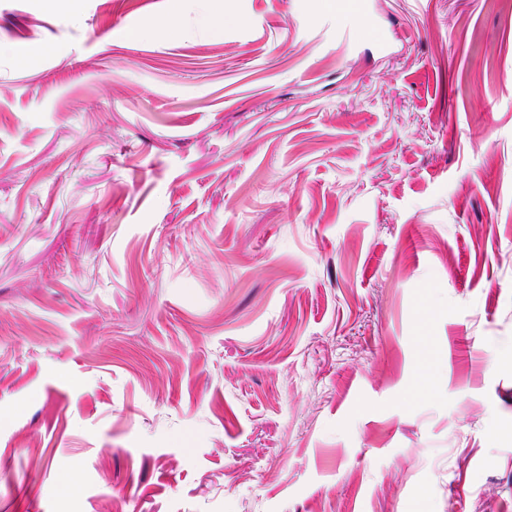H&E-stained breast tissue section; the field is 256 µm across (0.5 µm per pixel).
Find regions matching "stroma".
<instances>
[{
  "label": "stroma",
  "mask_w": 512,
  "mask_h": 512,
  "mask_svg": "<svg viewBox=\"0 0 512 512\" xmlns=\"http://www.w3.org/2000/svg\"><path fill=\"white\" fill-rule=\"evenodd\" d=\"M367 3L0 0V512H512V5Z\"/></svg>",
  "instance_id": "1"
}]
</instances>
